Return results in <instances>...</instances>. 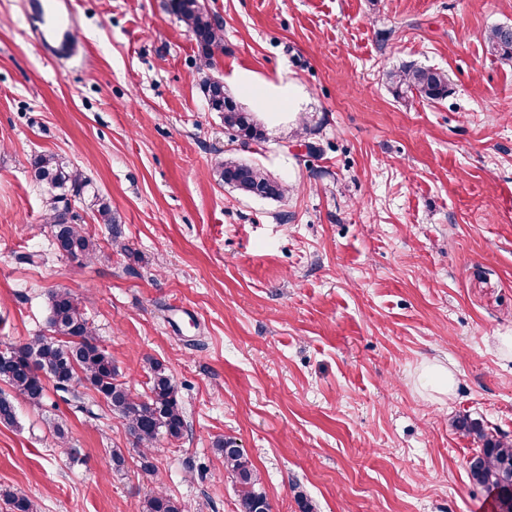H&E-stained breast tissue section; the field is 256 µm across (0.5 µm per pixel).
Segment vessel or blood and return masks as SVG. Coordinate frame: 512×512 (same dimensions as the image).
Instances as JSON below:
<instances>
[{
    "label": "vessel or blood",
    "mask_w": 512,
    "mask_h": 512,
    "mask_svg": "<svg viewBox=\"0 0 512 512\" xmlns=\"http://www.w3.org/2000/svg\"><path fill=\"white\" fill-rule=\"evenodd\" d=\"M26 9L42 17L37 33L42 51L67 60L78 58L73 44L76 14L70 0H27Z\"/></svg>",
    "instance_id": "vessel-or-blood-1"
}]
</instances>
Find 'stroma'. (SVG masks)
I'll use <instances>...</instances> for the list:
<instances>
[{"label": "stroma", "mask_w": 512, "mask_h": 512, "mask_svg": "<svg viewBox=\"0 0 512 512\" xmlns=\"http://www.w3.org/2000/svg\"><path fill=\"white\" fill-rule=\"evenodd\" d=\"M71 3L78 69L39 49L22 0H0V347L47 333L50 292L69 291L121 381L144 393L149 360L169 368L186 430L156 443L151 475L103 402H22L0 424V485L40 512H139L157 492L239 512L229 438L272 512L301 495L313 512H500L452 422L512 438V59L483 39L512 26V0H204L224 38L208 70L171 0ZM413 64L447 72L445 99L394 94L388 72ZM241 71L307 96L247 150L201 89L220 78L251 108ZM40 152L98 187L121 248L85 201L96 257L57 252ZM228 156L286 195L219 184ZM434 362L454 369L451 396L421 388Z\"/></svg>", "instance_id": "obj_1"}]
</instances>
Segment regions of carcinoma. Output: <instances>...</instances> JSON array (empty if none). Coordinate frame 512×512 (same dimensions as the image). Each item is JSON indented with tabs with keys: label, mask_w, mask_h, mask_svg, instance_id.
Returning <instances> with one entry per match:
<instances>
[{
	"label": "carcinoma",
	"mask_w": 512,
	"mask_h": 512,
	"mask_svg": "<svg viewBox=\"0 0 512 512\" xmlns=\"http://www.w3.org/2000/svg\"><path fill=\"white\" fill-rule=\"evenodd\" d=\"M172 9L196 40L204 66L214 65L215 52L223 41L222 29L201 0H171ZM488 50L512 58V27L496 26L484 35ZM395 94L401 98L418 97L434 103L448 95V75L425 66H408L388 73ZM202 90L208 106L224 114V127L234 132L241 144L262 143L266 133L252 113L237 105L224 93V83L216 78L203 80ZM36 181L49 192L46 199L47 221L54 228L56 249L73 259L91 260L98 244L85 225L77 222L74 208L82 201L89 182L78 167L54 153H38L30 159ZM216 180L246 196L279 199L287 187L262 168L237 159H222L213 168ZM96 221L115 227L120 218L106 201L96 203ZM52 334L11 346V353L0 354V382L14 396L0 392V424L17 422L15 399L41 406L53 391L68 403L84 410L82 396L74 384L80 382L94 390L114 414L126 424L139 448L142 468L154 472L149 458L156 442L166 437L178 440L184 435L185 420L179 403L178 387L168 368L158 360L149 361L148 393L139 394L118 379L112 356L102 349L94 328L76 299L65 290L49 295ZM455 429L473 438L479 452L468 464L470 480L496 496L501 512H512V442L489 432L483 423L460 417ZM224 457V473L239 487L240 512H270V503L262 491L261 478L244 450L231 440L217 443ZM0 501L7 512H38L28 496L0 489ZM140 512H188L175 498L158 493L145 499Z\"/></svg>",
	"instance_id": "cac0c4a2"
}]
</instances>
